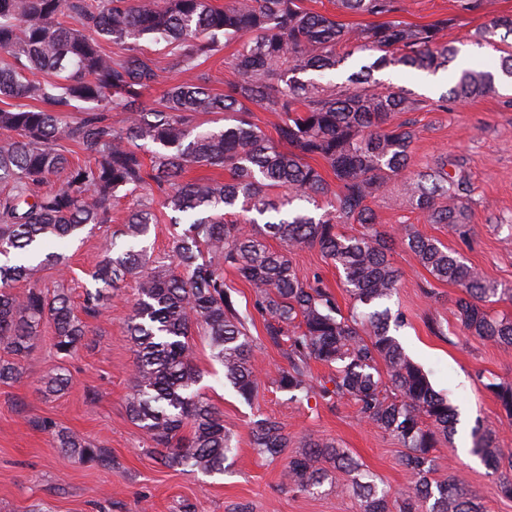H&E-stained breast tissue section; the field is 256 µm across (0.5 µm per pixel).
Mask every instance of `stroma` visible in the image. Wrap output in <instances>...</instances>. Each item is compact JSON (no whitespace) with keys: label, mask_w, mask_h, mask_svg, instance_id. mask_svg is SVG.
Returning <instances> with one entry per match:
<instances>
[{"label":"stroma","mask_w":512,"mask_h":512,"mask_svg":"<svg viewBox=\"0 0 512 512\" xmlns=\"http://www.w3.org/2000/svg\"><path fill=\"white\" fill-rule=\"evenodd\" d=\"M400 5V19L411 24L451 18L449 44L469 52L470 66L498 70V53L475 44L473 35L496 16L512 14V0H481L476 8L467 7L466 0H400ZM414 118L416 165L447 156L462 160L472 189V232L463 240L449 233L447 226L428 223L419 211L385 205L378 209L383 224L414 225L461 253L487 279L512 286V92L452 103L444 110L427 107L415 112ZM133 203L132 197L119 198L112 206L111 223L85 230L81 238L57 242L54 249L67 257L68 267L42 271V286L68 288L72 299L81 301L91 283L89 271ZM290 258L300 278L320 277L342 311L350 310L352 301L342 278L318 248L293 251ZM391 260L400 280L389 307L404 316L398 337L406 353L428 372L435 390L447 394L453 405L473 409L451 440L440 441L435 477L441 480L448 473H460L485 512H512V498L501 493L485 464L459 454L460 446L470 443L471 428L478 425L496 430L501 448L512 450V422L503 417L486 389L494 380L512 381V348L455 334L453 305L458 288L435 280L405 247H396ZM134 287V281H127L102 314L89 319L88 333L71 356H57L52 332L44 330L37 346L20 361V379L0 383V512H31L37 505L45 512H358L359 504L350 495L329 489L314 496L286 490L287 458L263 462L251 447L250 423L257 414L280 422L291 436L312 433L334 441L394 489L406 488L401 445L363 422L353 404L342 400L330 405L317 397L294 402L277 388L273 379L285 360L267 342L259 317L249 325L259 377L249 402L225 383L224 369L213 357L208 338L196 334L189 339L202 372L198 389L223 413L224 427L238 448L224 473L206 476L169 468L147 454L148 442L127 411L135 352L125 320ZM431 314L448 327V335L430 332ZM60 366L65 367L70 385L58 394L42 393L43 379ZM45 418L109 449L111 464L89 465L62 454L50 434L33 426Z\"/></svg>","instance_id":"1"}]
</instances>
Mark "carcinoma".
<instances>
[{"instance_id":"cac0c4a2","label":"carcinoma","mask_w":512,"mask_h":512,"mask_svg":"<svg viewBox=\"0 0 512 512\" xmlns=\"http://www.w3.org/2000/svg\"><path fill=\"white\" fill-rule=\"evenodd\" d=\"M338 8L378 18L347 29L330 15L306 10L300 0H0V98L33 99L44 107L0 108V383L15 382L27 355L49 324L58 354L67 356L87 335V323L63 288L41 286L39 273L61 262L51 243L76 236L85 227L111 222L112 201L133 196L145 185L160 193L174 224L189 226L172 235L168 260L149 254L142 242L156 223L153 209L131 208L113 231L102 259L89 273L82 312L94 317L122 286L134 279L137 296L126 331L136 346L128 413L168 467L212 475L236 450L222 414L195 386L200 371L190 358L187 338L196 329L210 340L226 379L245 399L258 387L254 347L246 324L257 313L268 341L280 348L286 365L274 382L301 401L313 395L328 403L347 399L361 420L394 437L405 448L410 475L404 491H393L365 471L349 451L308 434L289 457L285 486L315 494L328 484L359 502L360 512H483L457 473L435 481L433 450L450 439L457 409L437 392L428 374L405 353L381 306L395 295L399 270L390 253L401 244L440 282L459 288L457 327L512 346V314L493 306L512 304V287L491 282L440 240L411 224L386 230L369 202L422 212L431 224L465 237L470 233L471 186L458 162L455 171L426 163L404 178L392 196V183L411 165L416 121L392 126L393 112H417L425 101L400 89H377L373 72L388 67L436 74L448 69L457 50L445 41L448 19L412 25L395 18L398 0H336ZM80 23L58 21L62 9ZM500 40H495V36ZM512 17L499 16L474 34L477 44L501 53L500 71L512 78ZM124 48L103 52L100 40ZM164 43L173 66L185 79L153 105L144 97L157 83V65L141 41ZM239 43L231 64L238 79L224 93L196 73L198 60L220 43ZM350 50L340 54L338 48ZM355 52L378 54L343 83L320 78ZM43 73L47 80L29 75ZM316 73L319 79L307 74ZM497 91L494 74L481 67L463 71L431 105L466 101ZM86 103L73 122L66 114ZM276 114L275 136L249 120L250 107ZM124 112L125 123L109 113ZM199 114H220L224 125L205 127ZM73 143L87 156L71 160ZM321 160L336 188L311 164ZM190 165L222 166L223 181H185ZM61 181L58 188L42 187ZM322 211L314 216L304 204ZM343 224L360 230L347 234ZM130 245L114 251L116 237ZM279 241L283 250L270 247ZM317 247L342 272L354 305L342 314L320 278L301 279L288 253ZM230 269L252 289V310L240 312L224 287ZM24 282L17 294L13 285ZM336 368L323 382L311 375V362ZM69 384L57 372L44 381V393ZM501 412L512 421V381L486 385ZM190 433L182 435L185 426ZM37 426L55 447L85 463L107 461L105 449L81 435ZM293 437L276 421L258 415L251 423L257 456L281 458ZM471 453L498 475L500 491L512 496V452L499 447L496 434L472 430ZM347 480L336 482L335 473Z\"/></svg>"}]
</instances>
